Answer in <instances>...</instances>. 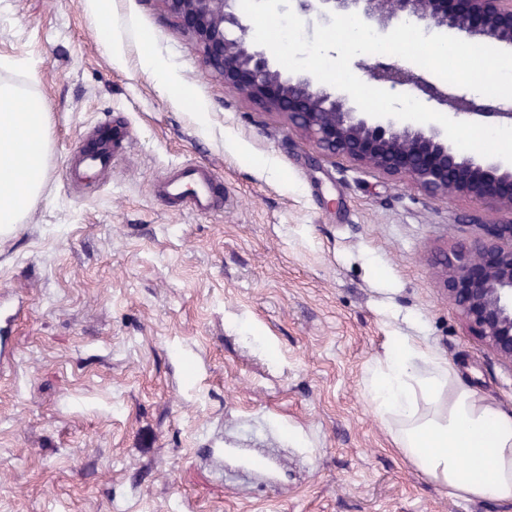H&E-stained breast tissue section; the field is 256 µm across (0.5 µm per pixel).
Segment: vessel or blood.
Masks as SVG:
<instances>
[{"label": "vessel or blood", "instance_id": "vessel-or-blood-1", "mask_svg": "<svg viewBox=\"0 0 512 512\" xmlns=\"http://www.w3.org/2000/svg\"><path fill=\"white\" fill-rule=\"evenodd\" d=\"M129 143L126 128L121 124L104 127L97 143L80 148L79 167L110 166L115 154L122 152ZM157 191L166 200L176 202L181 209L205 213L215 206V191L211 173L201 165L181 164L171 176L160 182Z\"/></svg>", "mask_w": 512, "mask_h": 512}]
</instances>
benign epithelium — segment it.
<instances>
[{
	"instance_id": "obj_1",
	"label": "benign epithelium",
	"mask_w": 512,
	"mask_h": 512,
	"mask_svg": "<svg viewBox=\"0 0 512 512\" xmlns=\"http://www.w3.org/2000/svg\"><path fill=\"white\" fill-rule=\"evenodd\" d=\"M177 27L200 46L210 71L258 107L283 115L326 156L338 157L391 176L408 179L431 196L459 195L499 213L506 222L485 223L471 244L441 260L448 298L471 331L501 360L512 363V164L464 156L436 128H400L389 117L357 112L344 95L313 88L305 76L288 77L274 68L264 50L246 41L247 27L231 0H160ZM304 12H359L381 28L399 20L512 45V0H296ZM236 27L241 35L227 37ZM371 78L391 87L413 85L438 106L461 114L512 122L503 104L482 107L438 89L396 64L377 62Z\"/></svg>"
}]
</instances>
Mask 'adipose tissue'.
<instances>
[{
  "instance_id": "adipose-tissue-1",
  "label": "adipose tissue",
  "mask_w": 512,
  "mask_h": 512,
  "mask_svg": "<svg viewBox=\"0 0 512 512\" xmlns=\"http://www.w3.org/2000/svg\"><path fill=\"white\" fill-rule=\"evenodd\" d=\"M51 153L49 117L31 85L0 79V233L39 199ZM396 450L461 500L512 504V407L455 379L448 361L392 337L365 381Z\"/></svg>"
}]
</instances>
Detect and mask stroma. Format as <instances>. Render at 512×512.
<instances>
[{
  "instance_id": "1",
  "label": "stroma",
  "mask_w": 512,
  "mask_h": 512,
  "mask_svg": "<svg viewBox=\"0 0 512 512\" xmlns=\"http://www.w3.org/2000/svg\"><path fill=\"white\" fill-rule=\"evenodd\" d=\"M0 0V78L50 117L44 193L0 235V512H512L451 498L394 448L364 386L393 336L512 407V365L468 331L438 261L487 222L461 196L320 154L212 74L160 0ZM121 43L101 44L100 24ZM176 75L163 90L143 65ZM123 119L133 143L70 180ZM204 165L223 208L155 191ZM263 454L239 477L208 441Z\"/></svg>"
}]
</instances>
